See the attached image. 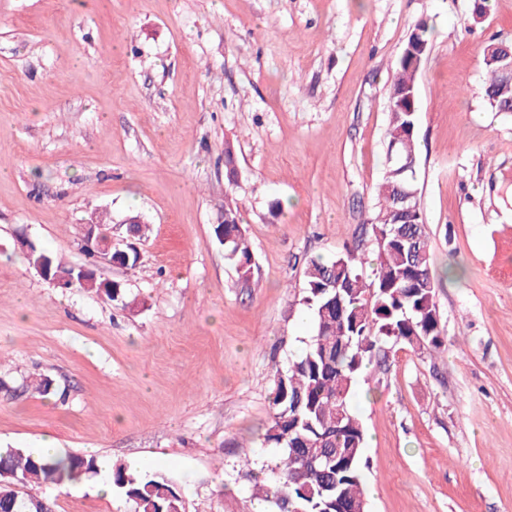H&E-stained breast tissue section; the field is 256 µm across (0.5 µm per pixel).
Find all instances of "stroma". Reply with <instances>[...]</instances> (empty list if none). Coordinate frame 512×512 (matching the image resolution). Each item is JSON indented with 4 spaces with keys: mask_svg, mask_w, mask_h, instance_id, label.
<instances>
[{
    "mask_svg": "<svg viewBox=\"0 0 512 512\" xmlns=\"http://www.w3.org/2000/svg\"><path fill=\"white\" fill-rule=\"evenodd\" d=\"M0 0V444L140 458L183 512H272L264 444L276 372L311 334L314 256L359 246L376 207L388 78L414 26L418 202L444 329L392 347L351 400L369 512H512V112L482 95L512 0ZM239 176L227 184L224 145ZM250 280L214 236L227 199ZM150 226L135 269L98 262L118 300L62 290L17 240L88 261L81 226ZM45 375L65 399L30 388ZM53 512H132L97 480L38 489Z\"/></svg>",
    "mask_w": 512,
    "mask_h": 512,
    "instance_id": "35a3bbf8",
    "label": "stroma"
}]
</instances>
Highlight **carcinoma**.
I'll list each match as a JSON object with an SVG mask.
<instances>
[{"mask_svg": "<svg viewBox=\"0 0 512 512\" xmlns=\"http://www.w3.org/2000/svg\"><path fill=\"white\" fill-rule=\"evenodd\" d=\"M428 44L429 26L421 21L389 84L385 172L368 223L376 244L373 278L367 279L356 249L332 260L312 257L306 263L304 304L313 331L288 370L275 375L272 414L264 434L267 445L282 449L275 465L277 483L271 490L254 480L255 489L272 499L277 512H332L338 496L367 512L365 431L351 406L359 380L372 364L386 359L390 343L430 352L443 346L436 303L439 282L432 274L422 210L418 207L403 218L396 204L398 190L416 189L417 80ZM484 66L483 97L496 111L512 112V89L503 84L498 64L486 61ZM214 234L241 278L249 280L253 255L238 205L224 206V223L215 225ZM28 259L35 266L43 260L50 263L54 273L70 271L68 264L37 245ZM308 448L321 452L317 469L299 479L294 452ZM0 461V512H52L43 499L24 496L19 488L60 485L81 476L88 480L100 473L91 455L47 459L12 448ZM110 481L118 494L133 502L135 512H183L180 489L164 476L137 474L116 463Z\"/></svg>", "mask_w": 512, "mask_h": 512, "instance_id": "1", "label": "carcinoma"}]
</instances>
